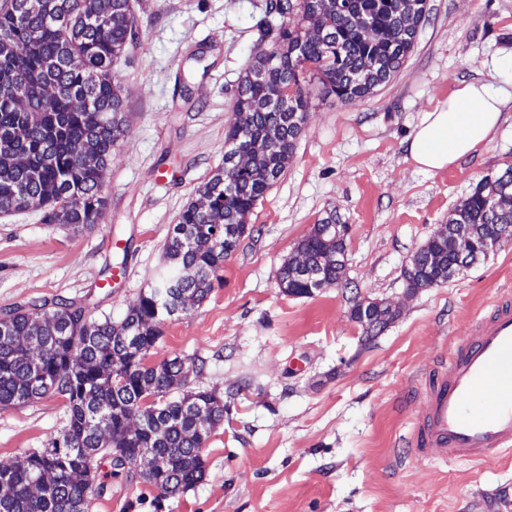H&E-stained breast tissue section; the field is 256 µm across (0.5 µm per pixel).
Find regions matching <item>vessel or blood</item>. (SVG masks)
<instances>
[{
	"mask_svg": "<svg viewBox=\"0 0 512 512\" xmlns=\"http://www.w3.org/2000/svg\"><path fill=\"white\" fill-rule=\"evenodd\" d=\"M453 461L512 452V299L493 302L425 396L422 422L407 439Z\"/></svg>",
	"mask_w": 512,
	"mask_h": 512,
	"instance_id": "1",
	"label": "vessel or blood"
}]
</instances>
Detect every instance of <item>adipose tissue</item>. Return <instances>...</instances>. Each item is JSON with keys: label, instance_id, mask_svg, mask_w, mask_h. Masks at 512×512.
Instances as JSON below:
<instances>
[{"label": "adipose tissue", "instance_id": "ef3b65f1", "mask_svg": "<svg viewBox=\"0 0 512 512\" xmlns=\"http://www.w3.org/2000/svg\"><path fill=\"white\" fill-rule=\"evenodd\" d=\"M512 93L492 91L486 84L460 85L427 112L409 144V158L425 172L448 168L473 155L495 135L502 110Z\"/></svg>", "mask_w": 512, "mask_h": 512}]
</instances>
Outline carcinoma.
Wrapping results in <instances>:
<instances>
[{
	"label": "carcinoma",
	"mask_w": 512,
	"mask_h": 512,
	"mask_svg": "<svg viewBox=\"0 0 512 512\" xmlns=\"http://www.w3.org/2000/svg\"><path fill=\"white\" fill-rule=\"evenodd\" d=\"M427 0H269L260 40L237 83L224 155L247 149L241 170L218 166L197 188L164 244L168 270L119 323L75 302L44 299L0 310V409L57 394L67 420L43 448L0 459V512H86L102 497V461L175 497L207 476L200 448L224 402L185 389V363H145L181 294L202 302L238 249L240 224L284 174L311 111L307 86L354 104L388 83L427 20ZM364 22L376 31L366 41ZM130 0H3L0 4V214L35 210L44 224L90 230L107 199L102 171L129 133L114 67L136 42ZM327 212L298 242L279 288L303 294L336 283L343 244ZM512 235V164L480 182L415 258L406 288L448 284L475 245Z\"/></svg>",
	"instance_id": "obj_1"
}]
</instances>
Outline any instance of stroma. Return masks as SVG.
Segmentation results:
<instances>
[{"label":"stroma","instance_id":"obj_1","mask_svg":"<svg viewBox=\"0 0 512 512\" xmlns=\"http://www.w3.org/2000/svg\"><path fill=\"white\" fill-rule=\"evenodd\" d=\"M131 4L139 36L116 68L130 132L103 171L104 220L78 234L35 211L0 215V309L54 298L120 320L165 268L168 233L224 161L266 0ZM429 7L405 62L373 94L342 105L310 86L303 133L249 213L251 234L147 357L183 358L187 389L224 402L202 450L206 481L169 498L105 465L112 492L91 496L88 512H512V455L459 462L402 448L436 363L489 302L512 294V243L445 286H403L414 252L485 176L512 164V102L478 153L435 173L410 161L414 130L460 83L512 92V0ZM330 210L352 228L347 280L400 309L369 340L343 287L294 297L278 286L281 265ZM119 262L127 275L109 283L106 267ZM66 414L57 395L0 410V458L45 447Z\"/></svg>","mask_w":512,"mask_h":512}]
</instances>
